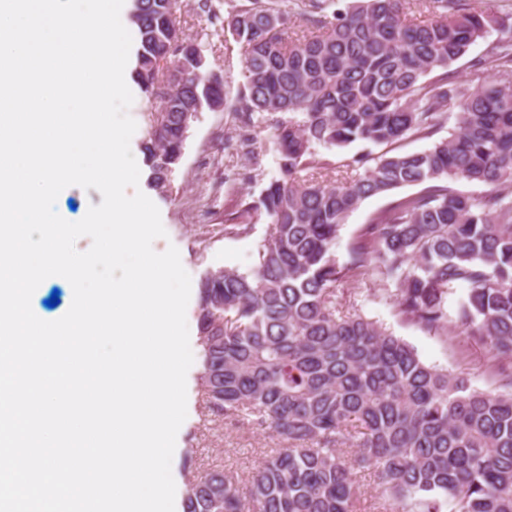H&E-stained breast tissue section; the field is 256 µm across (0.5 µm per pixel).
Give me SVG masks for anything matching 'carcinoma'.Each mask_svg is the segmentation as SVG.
<instances>
[{
  "mask_svg": "<svg viewBox=\"0 0 512 512\" xmlns=\"http://www.w3.org/2000/svg\"><path fill=\"white\" fill-rule=\"evenodd\" d=\"M304 0L288 35L279 0H248L223 16L199 12L242 44L244 82L225 145L252 152L273 119L280 177L248 202V170L224 174L235 224L270 232L248 272L219 269L197 285L203 409L270 433L278 448L248 485L222 469L188 472L184 512H358L356 471L373 473L377 512H512V27L470 0ZM177 0H132L139 47L133 77L159 101L141 144L152 188L172 191L190 122L223 105L218 75L182 32ZM501 36L469 68L450 66L489 30ZM458 110L454 133L420 152L375 156L371 146L430 138ZM364 146L358 174L323 180L317 148ZM481 183V196L434 181ZM428 184L364 225L349 260L334 246L368 198ZM394 284L399 312L423 329L453 330L497 360L499 391L426 364L377 322L349 311L340 284L362 274ZM467 287L455 317L448 294Z\"/></svg>",
  "mask_w": 512,
  "mask_h": 512,
  "instance_id": "cac0c4a2",
  "label": "carcinoma"
}]
</instances>
